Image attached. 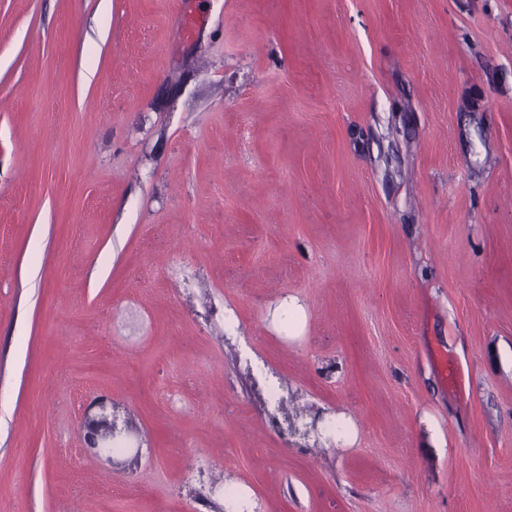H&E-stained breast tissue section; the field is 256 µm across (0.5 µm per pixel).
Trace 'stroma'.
<instances>
[{"label":"stroma","mask_w":512,"mask_h":512,"mask_svg":"<svg viewBox=\"0 0 512 512\" xmlns=\"http://www.w3.org/2000/svg\"><path fill=\"white\" fill-rule=\"evenodd\" d=\"M211 486L512 512V0H0V512ZM97 407L98 417H87L84 422L86 443L92 448H99L109 457L114 453L129 452L133 446H131L132 431L127 421L119 424L118 416L113 414V410L112 414L108 413V405L104 401L98 402Z\"/></svg>","instance_id":"obj_1"}]
</instances>
